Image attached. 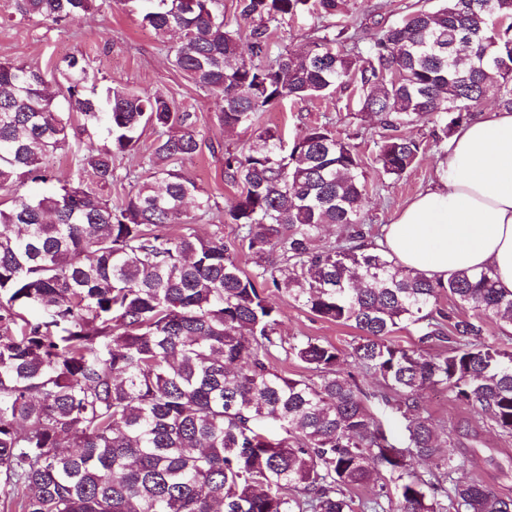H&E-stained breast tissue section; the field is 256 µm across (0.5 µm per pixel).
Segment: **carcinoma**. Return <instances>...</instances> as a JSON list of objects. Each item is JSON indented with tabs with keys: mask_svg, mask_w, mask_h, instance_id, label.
<instances>
[{
	"mask_svg": "<svg viewBox=\"0 0 512 512\" xmlns=\"http://www.w3.org/2000/svg\"><path fill=\"white\" fill-rule=\"evenodd\" d=\"M114 2L124 0H17V11L61 25ZM138 2L143 26L179 34L172 66L219 100L224 129L251 128L287 98L350 88L385 130L375 162L388 177L424 150L399 128L429 119L448 139L490 93L512 110V0L413 9L370 35L361 67L339 47L345 30L328 26L270 55V23L334 17L345 0H240L253 22L246 58L221 0ZM61 76L66 112L40 66L0 62V190L10 192L0 206V512H355L348 492L370 483L379 490L360 512H512L511 497L454 479L464 462L421 404L442 388L512 435V345L483 339L487 319L512 327V294L492 270L433 280L368 242L364 162L325 125L289 144L264 128L248 150H225L224 177L242 184L227 211L237 242L201 237L186 204L203 218L210 197L181 168L200 149L192 114L158 93L89 90L76 56ZM98 126L109 145L89 147L81 165L99 189L45 165ZM148 126L161 134L143 157L147 176L114 205L105 192L124 180L114 160ZM29 182L56 187L20 191ZM325 224L344 233L318 248ZM267 288L358 331L352 357L383 390L363 388L335 345L311 338L290 350L312 376L274 369L279 311ZM417 324V344L392 340ZM393 400L400 446L371 409ZM385 470L397 474L392 491Z\"/></svg>",
	"mask_w": 512,
	"mask_h": 512,
	"instance_id": "obj_1",
	"label": "carcinoma"
}]
</instances>
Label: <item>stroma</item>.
Listing matches in <instances>:
<instances>
[{
	"mask_svg": "<svg viewBox=\"0 0 512 512\" xmlns=\"http://www.w3.org/2000/svg\"><path fill=\"white\" fill-rule=\"evenodd\" d=\"M436 3L437 0H346L340 16L323 19L307 14L271 23V50L276 53L288 46L303 45L326 25L347 27L358 47L363 36L377 24H391L412 9H430ZM175 45V37H161L140 25L137 0L101 8L63 25L39 16H21L16 0H0V62H36L51 77L55 64L71 56L82 57L96 87L114 83L158 92L192 113L200 150L184 162L183 169L211 197L214 206L203 218L196 211H189L188 220L204 237L210 236L215 226H222L224 239L230 242L237 229L226 210L240 187L224 178V151L249 148L256 133L251 129L224 131L216 118L217 100L173 68L170 58ZM320 124L328 125L337 136L357 147L369 177L363 220L376 234L434 177L437 157L447 153L446 144L435 141L434 124L421 120L404 129L406 135L425 147L416 165L398 179L378 176L374 157L382 129L367 113L349 105L344 92L326 99L283 101L263 113L259 121L260 127L282 129L290 138L306 127ZM268 298L280 313L283 347L274 351L270 359L279 372L292 378L307 376L304 365L285 353L286 346L307 338L332 343L343 355H350L357 337L355 329L322 320L276 291H269ZM422 400L437 432L451 433L456 455L466 461L459 478L481 481L512 497V436H504L474 417L464 406L449 400L445 392H427Z\"/></svg>",
	"mask_w": 512,
	"mask_h": 512,
	"instance_id": "stroma-1",
	"label": "stroma"
}]
</instances>
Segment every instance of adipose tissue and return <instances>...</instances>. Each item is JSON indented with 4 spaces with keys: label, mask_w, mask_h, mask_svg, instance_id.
Returning a JSON list of instances; mask_svg holds the SVG:
<instances>
[{
    "label": "adipose tissue",
    "mask_w": 512,
    "mask_h": 512,
    "mask_svg": "<svg viewBox=\"0 0 512 512\" xmlns=\"http://www.w3.org/2000/svg\"><path fill=\"white\" fill-rule=\"evenodd\" d=\"M379 246L434 280L492 269L512 292V112L487 110L450 138L435 179L385 226Z\"/></svg>",
    "instance_id": "obj_1"
}]
</instances>
